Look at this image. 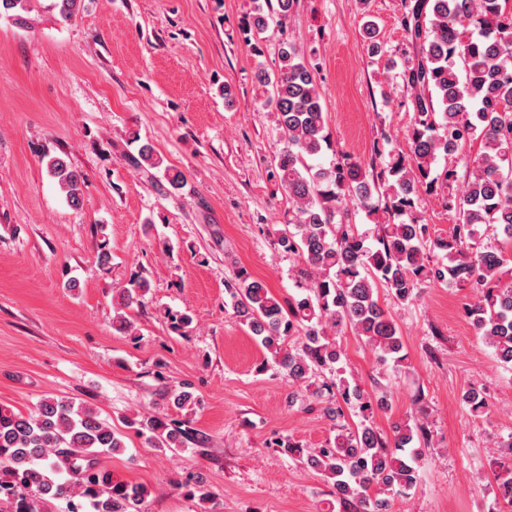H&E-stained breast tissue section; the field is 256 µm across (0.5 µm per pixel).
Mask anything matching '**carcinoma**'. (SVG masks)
I'll list each match as a JSON object with an SVG mask.
<instances>
[{
    "label": "carcinoma",
    "mask_w": 512,
    "mask_h": 512,
    "mask_svg": "<svg viewBox=\"0 0 512 512\" xmlns=\"http://www.w3.org/2000/svg\"><path fill=\"white\" fill-rule=\"evenodd\" d=\"M29 0H0V18L23 24ZM295 0H250L247 33L255 40L275 22L282 35L280 66L261 68L257 82L281 131L276 174L293 204L277 244L298 256L296 287L301 293L283 306L265 283L246 271L224 284V306L255 336L281 371L325 403L334 422L343 416L337 400L356 408V429L341 428L334 440L304 450L290 441L279 446L320 473L332 485L330 509L384 512L379 495H407L418 483L421 453L415 444L424 428L409 416L386 436L370 422L374 408L390 405L342 376L337 338L346 330L380 357L399 366L406 359L398 325L380 306L378 285L400 304L412 302L424 282L470 288L474 301L466 316L500 364L512 368V283L500 284L512 263V0H414L403 17L416 61L402 73L415 123L380 184L360 163L339 156L329 167L311 159L331 148L322 96L305 56L286 37ZM64 22L79 11V0H55ZM370 54L382 53L377 25L362 26ZM479 142L463 192L446 198L457 222L450 234L430 236L413 215L420 189L436 192L454 171L435 168L447 157ZM145 172L164 171L171 188L183 173L164 164L145 142L135 158ZM47 172L67 203L83 205L84 176L62 157L49 158ZM363 209L374 225L375 243L349 220V205ZM502 237L501 248L481 245L482 229ZM150 285L137 275L114 296L115 304L142 307ZM300 342L292 344V339ZM323 369L336 380L316 382ZM461 399L472 414H484L482 393L469 388ZM153 448L176 452L189 439L182 422L159 416L132 421ZM125 447L122 435L92 408L70 398L45 397L23 414L0 405V505L4 512H45V504L66 499L69 512H141L144 486L112 478L100 459Z\"/></svg>",
    "instance_id": "carcinoma-1"
}]
</instances>
